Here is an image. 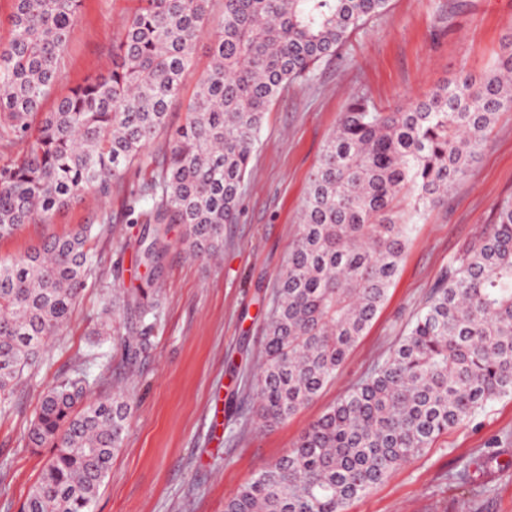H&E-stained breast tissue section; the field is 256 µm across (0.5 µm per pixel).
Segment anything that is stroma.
Returning a JSON list of instances; mask_svg holds the SVG:
<instances>
[{
    "instance_id": "35a3bbf8",
    "label": "stroma",
    "mask_w": 512,
    "mask_h": 512,
    "mask_svg": "<svg viewBox=\"0 0 512 512\" xmlns=\"http://www.w3.org/2000/svg\"><path fill=\"white\" fill-rule=\"evenodd\" d=\"M134 7L135 0H83L45 109L106 71ZM511 36L512 0H389L386 12L355 31L310 81L288 86L270 106L239 219L225 225L217 259L176 246L160 274L140 266L142 227L121 218L118 194L86 199L52 223L29 224L0 239V258H12L45 237L91 223L96 269L45 364L23 377L10 410L0 414V512H20L45 462L25 441L39 395L78 369L93 378V394L120 390L131 403L127 435L92 512H224L225 499L285 454L389 355L449 261L493 224L495 204L512 196V112H503L447 204L415 216L401 203L412 232L398 274L335 378L287 420L263 425L254 410L265 325L300 230L308 175L351 98L368 94L385 111L423 98L459 71L491 70ZM103 212L112 223H97ZM151 281L160 288L161 312L147 350L128 360L112 339L93 344L113 290ZM348 512H512V398L448 430L351 502Z\"/></svg>"
}]
</instances>
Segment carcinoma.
Listing matches in <instances>:
<instances>
[{"label": "carcinoma", "mask_w": 512, "mask_h": 512, "mask_svg": "<svg viewBox=\"0 0 512 512\" xmlns=\"http://www.w3.org/2000/svg\"><path fill=\"white\" fill-rule=\"evenodd\" d=\"M211 0H136L112 66L44 103L61 77L62 53L81 0H11L0 42V145L23 156L0 167V239L47 224L88 196L124 193L145 225L136 259L152 270L173 247L171 225L192 257L224 246L237 221L265 113L290 84L308 81L388 0H224L209 31ZM209 65L162 156L150 152L168 127L197 45ZM512 110V45L476 78L462 70L424 98L388 112L353 97L310 175L301 230L266 325L256 416L287 419L333 380L384 304L410 233L398 216L447 203L485 148L498 113ZM142 185H126L133 166ZM94 225L49 236L19 258L0 259V410L18 378L44 362L94 274ZM160 289L112 294V314L142 325L122 338L146 345ZM82 370L43 393L27 446L48 448L20 512H91L128 428L123 393L91 396ZM512 398V198L494 224L448 265L397 347L370 376L314 421L288 453L224 502V512H345L394 469L490 403Z\"/></svg>", "instance_id": "obj_1"}]
</instances>
